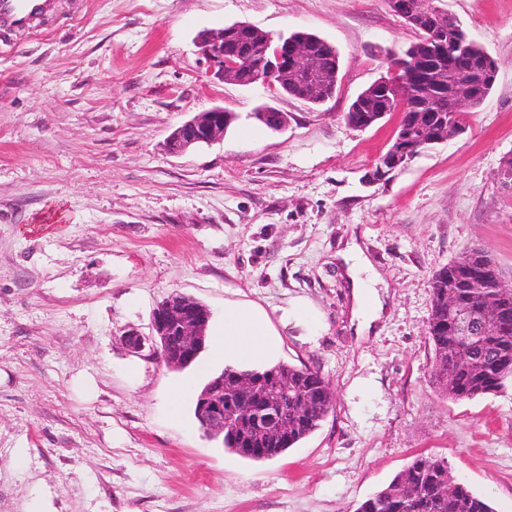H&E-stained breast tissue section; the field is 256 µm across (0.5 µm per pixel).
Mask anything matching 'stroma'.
<instances>
[{"label":"stroma","mask_w":512,"mask_h":512,"mask_svg":"<svg viewBox=\"0 0 512 512\" xmlns=\"http://www.w3.org/2000/svg\"><path fill=\"white\" fill-rule=\"evenodd\" d=\"M498 61L463 133L388 181L367 171L398 124L350 128L356 96L416 33L386 0H52L31 27L0 24V512H354L415 456L512 512V386L449 400L434 378L431 276L484 248L512 283V0H430ZM246 22L307 31L339 57L313 107L262 83L210 77L196 38ZM271 106L287 126L268 129ZM214 107L223 139L171 153L170 132ZM357 240L385 288L357 336L336 252ZM174 293L224 318L249 300L289 323L282 363L335 395L320 426L271 460L241 457L194 415L207 380L131 353ZM181 379L192 392L173 401ZM25 453V469L13 457Z\"/></svg>","instance_id":"1"}]
</instances>
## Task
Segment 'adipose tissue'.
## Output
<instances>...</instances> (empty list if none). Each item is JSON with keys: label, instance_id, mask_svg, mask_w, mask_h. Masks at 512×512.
Here are the masks:
<instances>
[{"label": "adipose tissue", "instance_id": "obj_1", "mask_svg": "<svg viewBox=\"0 0 512 512\" xmlns=\"http://www.w3.org/2000/svg\"><path fill=\"white\" fill-rule=\"evenodd\" d=\"M352 265L351 288L362 318V327H370L379 318L383 304L373 286L376 275L357 250L348 254ZM213 359L240 371H263L276 366L281 353V333L266 310L251 301L224 304V322L210 334Z\"/></svg>", "mask_w": 512, "mask_h": 512}]
</instances>
